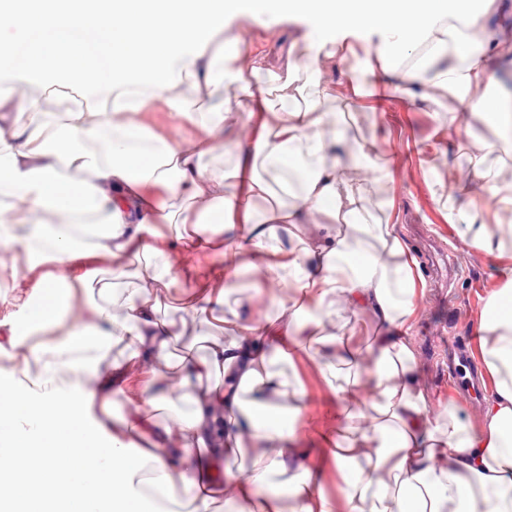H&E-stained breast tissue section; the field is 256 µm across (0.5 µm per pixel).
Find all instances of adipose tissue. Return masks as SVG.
Masks as SVG:
<instances>
[{
	"mask_svg": "<svg viewBox=\"0 0 512 512\" xmlns=\"http://www.w3.org/2000/svg\"><path fill=\"white\" fill-rule=\"evenodd\" d=\"M503 0H39L0 5V246L24 255L26 289L0 294V512H512V266L499 269L476 335L491 386L482 422L431 413L414 329L426 280L400 225L368 206L389 176L374 142L329 134L322 74L347 37L363 41L365 74L382 67L453 98L476 120L502 119L501 139L473 143L465 174L439 181L437 202L482 253H512V225L487 224L459 200L481 187L512 216V182L489 156L512 157V114L489 94L503 47L488 23ZM303 16V42L281 47L284 74L252 87L230 17ZM220 47H213L216 35ZM237 84L222 105L179 95L186 83ZM69 88L83 107L48 124L41 94ZM170 91L173 124L204 129L193 145L154 133L144 113ZM25 117L10 120V113ZM231 148V169L202 154ZM334 165H325L327 155ZM279 172L278 185L265 174ZM183 201L176 241L157 240L149 198ZM273 201L268 217L256 206ZM238 229L224 273L193 266L215 234ZM196 281L184 311L223 324L204 356L171 362L178 341L156 316L149 283ZM244 311L229 308L238 284ZM369 313L373 345L350 346L331 324ZM120 355H113V348ZM315 370L336 404L313 448L297 434ZM126 413L113 418L117 399ZM245 474L224 462L242 449ZM328 454L344 475L341 501L315 490L306 462ZM291 474L290 500L263 483Z\"/></svg>",
	"mask_w": 512,
	"mask_h": 512,
	"instance_id": "ef3b65f1",
	"label": "adipose tissue"
}]
</instances>
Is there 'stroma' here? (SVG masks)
<instances>
[{
  "label": "stroma",
  "mask_w": 512,
  "mask_h": 512,
  "mask_svg": "<svg viewBox=\"0 0 512 512\" xmlns=\"http://www.w3.org/2000/svg\"><path fill=\"white\" fill-rule=\"evenodd\" d=\"M230 26L245 36L248 51L241 65L256 85L267 82L271 71L280 67L279 46L306 31L298 15L267 23L238 15L231 18ZM354 66L355 59L349 55L328 67L325 78L330 96L323 108L344 113L358 109L350 135L373 140L391 162L393 177L376 185L370 208L401 225L414 251H421L426 236L453 246L465 272L451 288H428L419 301L422 313L416 342L424 385L433 403H446L455 394L448 384L443 351L453 337L475 335L482 300L497 285L498 262L448 225L434 198L436 182L447 179L449 171L463 169L473 141L495 140L500 129L464 116L459 117L456 129H449L447 97L433 105L414 106L407 96L390 94L389 74L379 69L364 76Z\"/></svg>",
  "instance_id": "1"
}]
</instances>
